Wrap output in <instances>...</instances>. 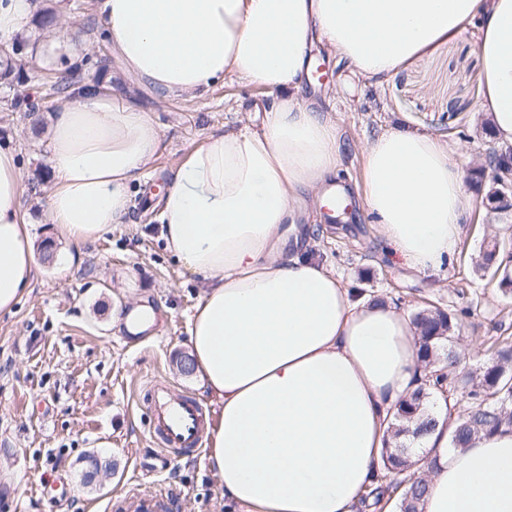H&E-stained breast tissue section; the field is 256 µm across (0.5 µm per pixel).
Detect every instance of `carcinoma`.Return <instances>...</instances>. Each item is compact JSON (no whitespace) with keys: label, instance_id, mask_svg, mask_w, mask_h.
<instances>
[{"label":"carcinoma","instance_id":"obj_1","mask_svg":"<svg viewBox=\"0 0 512 512\" xmlns=\"http://www.w3.org/2000/svg\"><path fill=\"white\" fill-rule=\"evenodd\" d=\"M478 270L499 278L498 288L512 293V248L495 241L480 251L475 260ZM419 330L417 359L423 368L418 387L396 405L391 421L394 446L381 452L380 467L367 497L381 502L389 491L398 492V512H422L429 463L411 460L404 439L422 438L435 431L439 419L432 412L436 395L458 388L468 390L469 405L456 417L448 435V447L463 449L481 435L512 431V340L492 346L491 358L474 372L458 370L460 357L450 347L457 325L456 314L439 308L424 309L412 316ZM440 361L443 368L432 371Z\"/></svg>","mask_w":512,"mask_h":512}]
</instances>
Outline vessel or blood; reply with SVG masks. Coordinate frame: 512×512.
I'll use <instances>...</instances> for the list:
<instances>
[{
	"label": "vessel or blood",
	"instance_id": "vessel-or-blood-1",
	"mask_svg": "<svg viewBox=\"0 0 512 512\" xmlns=\"http://www.w3.org/2000/svg\"><path fill=\"white\" fill-rule=\"evenodd\" d=\"M149 422L158 443L178 452L195 450L202 424V406L194 398H168L164 387H157L149 405ZM110 512H167L163 494H129L111 500Z\"/></svg>",
	"mask_w": 512,
	"mask_h": 512
}]
</instances>
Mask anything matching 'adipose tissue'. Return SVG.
<instances>
[{
    "instance_id": "obj_1",
    "label": "adipose tissue",
    "mask_w": 512,
    "mask_h": 512,
    "mask_svg": "<svg viewBox=\"0 0 512 512\" xmlns=\"http://www.w3.org/2000/svg\"><path fill=\"white\" fill-rule=\"evenodd\" d=\"M125 80L161 99L224 78L272 96L260 128L215 131L180 158L157 204L167 249L205 289L189 353L217 411L207 462L227 512H354L391 440L389 411L415 388L417 332L384 300H358L310 252L298 215L334 181L339 130L304 101L321 44L354 74L382 80L476 31L481 111L512 144V0H96ZM36 0H0V44L43 32ZM150 112L102 85L68 90L48 129V218L72 244L125 223L131 182L155 159ZM365 214L419 275L457 251L468 215L447 142L407 129L363 145ZM16 152L0 147V313L38 269ZM454 418L423 439L433 466L424 512H512V432L452 451Z\"/></svg>"
}]
</instances>
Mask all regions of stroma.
<instances>
[{
  "label": "stroma",
  "mask_w": 512,
  "mask_h": 512,
  "mask_svg": "<svg viewBox=\"0 0 512 512\" xmlns=\"http://www.w3.org/2000/svg\"><path fill=\"white\" fill-rule=\"evenodd\" d=\"M42 4L65 10L78 35L91 43L92 55L107 54L94 0ZM311 55L325 79L308 93L330 112L345 142L346 188L361 177L365 140L385 130L408 127L441 138L463 171L480 166L496 144L484 132L488 115L478 109L481 63L474 34L440 45L380 83L353 76L322 48ZM15 61L29 77L23 93L49 120L58 99L48 85L57 70L35 53H20ZM94 79L113 92L130 91L116 63L97 75L84 70L74 76L78 83ZM133 94L154 115L157 156L133 193L126 222L70 247L56 241L47 217V140L27 136V118L12 109L8 88L0 85V145L14 148L22 165L33 244L56 242L54 259L39 264L31 292L14 313L0 314V512H107L112 497L156 490L168 496L170 512H225L222 482L203 454L166 451L150 432L148 406L156 384H166L172 396L196 398L206 413L215 406L198 375L182 374L176 365L189 352L187 328L204 286L165 249L148 194L168 185L184 151L207 134L255 125V105L271 97L235 79L194 99ZM463 191L469 210L458 251L430 277L386 253L360 204L334 224L311 206L307 220L316 255L348 287L407 315L428 305L460 311L456 334L469 346L461 366L471 369L488 361L492 341L512 336V295H503L473 264L491 237L512 238V215L488 212L473 183H464ZM144 296L159 313L157 323L151 334L132 337L113 324L112 313L131 309ZM90 453L111 460L114 468L87 486L81 474Z\"/></svg>",
  "instance_id": "1"
}]
</instances>
